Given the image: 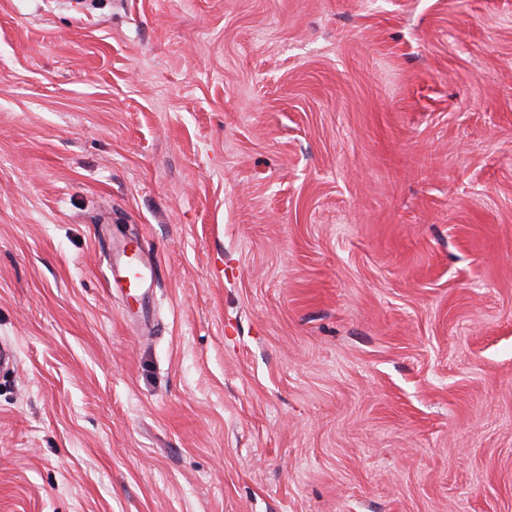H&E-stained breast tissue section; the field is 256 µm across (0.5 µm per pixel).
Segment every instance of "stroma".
I'll return each mask as SVG.
<instances>
[{
  "mask_svg": "<svg viewBox=\"0 0 512 512\" xmlns=\"http://www.w3.org/2000/svg\"><path fill=\"white\" fill-rule=\"evenodd\" d=\"M61 2L0 0V512H512V0ZM154 271L152 265L144 262L139 255L129 256L123 250L112 261L109 285L111 288L112 285L125 288L127 282L129 286L134 283V288L144 296L152 287Z\"/></svg>",
  "mask_w": 512,
  "mask_h": 512,
  "instance_id": "obj_1",
  "label": "stroma"
}]
</instances>
